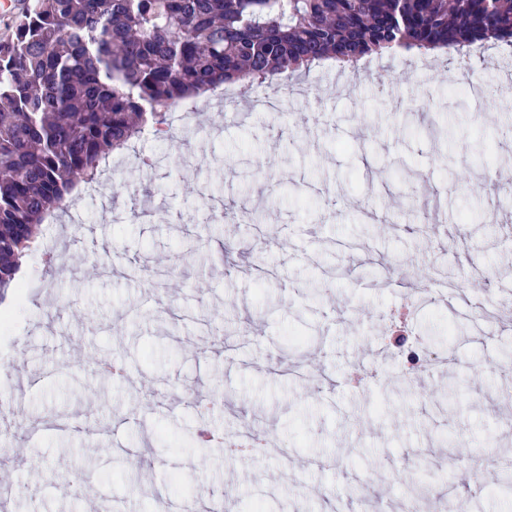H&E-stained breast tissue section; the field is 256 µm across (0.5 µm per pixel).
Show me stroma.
<instances>
[{"mask_svg": "<svg viewBox=\"0 0 512 512\" xmlns=\"http://www.w3.org/2000/svg\"><path fill=\"white\" fill-rule=\"evenodd\" d=\"M292 83L183 102L141 135L104 190L81 192L0 297V455L25 468L16 512H70L67 476L100 512L221 496L223 512H336L361 491L399 512L411 459L421 512H512V492L448 466L449 444L512 455V53L371 55ZM478 81L497 94L451 98ZM166 166L140 174L137 157ZM430 218L415 232L411 210ZM201 238L203 247L187 252ZM448 360L406 374L390 340ZM124 357L102 390L89 367ZM223 388L210 426L271 437L265 460L195 447L191 399ZM109 432L89 446L71 416Z\"/></svg>", "mask_w": 512, "mask_h": 512, "instance_id": "1", "label": "stroma"}]
</instances>
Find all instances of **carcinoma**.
<instances>
[{
    "label": "carcinoma",
    "mask_w": 512,
    "mask_h": 512,
    "mask_svg": "<svg viewBox=\"0 0 512 512\" xmlns=\"http://www.w3.org/2000/svg\"><path fill=\"white\" fill-rule=\"evenodd\" d=\"M477 42L512 47V0H33L0 41V294L148 118L327 58Z\"/></svg>",
    "instance_id": "obj_1"
}]
</instances>
